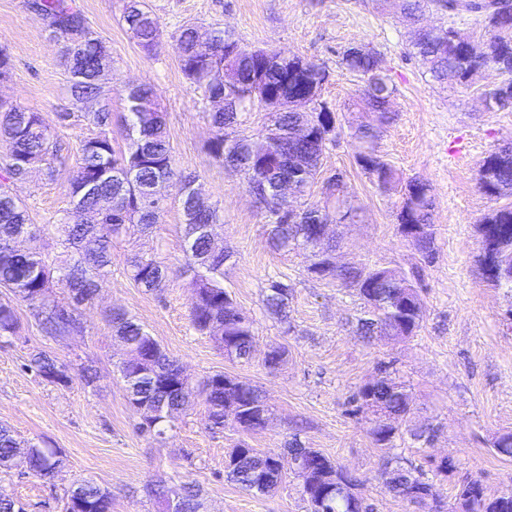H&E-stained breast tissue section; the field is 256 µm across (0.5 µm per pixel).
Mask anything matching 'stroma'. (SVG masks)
<instances>
[{
	"instance_id": "1",
	"label": "stroma",
	"mask_w": 512,
	"mask_h": 512,
	"mask_svg": "<svg viewBox=\"0 0 512 512\" xmlns=\"http://www.w3.org/2000/svg\"><path fill=\"white\" fill-rule=\"evenodd\" d=\"M161 25L156 53L145 54L122 20L123 0H74L111 48L112 113L115 148H124L122 122L125 91L151 85L167 123L178 169L194 177L206 204L217 206L220 225L215 243L231 251L224 265V286L253 322L256 346L251 361L229 358L209 336L197 332L189 318L192 275L186 270L181 213L175 200L179 185L163 184L169 202L150 233L112 248V276L98 298L82 313L81 332L45 335L23 303H16L18 327L0 337V423L21 445L35 442L61 449L64 465L53 477L35 475L24 457L0 474V487L19 499L26 512H62V499L73 483L94 480L112 493V512H157L148 485L189 477L203 489L208 512H308L300 482L287 477L262 496L240 490L224 473L225 459L237 442L257 452L281 451L299 439L355 474L360 493L373 512H417L412 504L386 493L385 465L417 469L436 479L445 503H452L465 480H480L487 496L512 489V459L493 448L502 433L512 432V294L495 287L479 263L484 241L478 226L499 207V200L478 191L483 159L512 140V108L483 111L486 90L499 83L494 72H481L467 84H440L426 74L408 50L412 28L391 0H145ZM201 34L220 28L243 43L275 49L323 66L327 79L322 102L337 118L321 180L308 189L310 206L327 203L323 178L344 176L346 201L360 210L354 224H333L329 232L339 246L340 265L364 262L404 272L418 286L424 318L413 338L396 340L383 333H356L361 305L331 279L307 275L302 256L275 251L267 238L265 212L247 192L242 175L215 159L208 146L214 135L208 114L212 104L183 75L174 50L186 24ZM367 44L383 58L393 88V123L379 142V152L395 170L394 181L378 188L358 167L351 126L367 119L361 90L364 78L341 62L343 52ZM12 60L0 81V105H21L42 113L54 138L63 145L54 177L33 171L11 188L28 206L32 223L43 225L70 209L66 192L81 140L93 134L82 113L94 103L75 102L69 75L61 63L62 43L52 37L42 17L25 0H0V48ZM68 120H61V113ZM427 181L435 199L432 222L434 255L421 260L398 230L397 214L406 183ZM155 256L168 270L162 287L148 291L123 272L131 254ZM292 286L284 331L265 310L269 280ZM134 315L163 348L182 364L191 383L223 372L256 385L270 408L264 429L211 433L208 411L195 400L165 442L140 435L118 372L121 345L104 318L110 308ZM282 345L284 364L264 366L265 352ZM44 349L58 359L69 386L42 381L27 370L32 352ZM96 367L99 379L88 388L80 369ZM396 370L413 404L408 428L427 424L438 429L428 445L397 440L381 455L369 434L370 415L357 411L352 398L364 384L380 378V366ZM452 454L455 467L437 476L433 461Z\"/></svg>"
}]
</instances>
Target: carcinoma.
<instances>
[{
    "label": "carcinoma",
    "instance_id": "1",
    "mask_svg": "<svg viewBox=\"0 0 512 512\" xmlns=\"http://www.w3.org/2000/svg\"><path fill=\"white\" fill-rule=\"evenodd\" d=\"M453 14H467L480 20L484 28L498 24L501 13L512 11L509 0H436ZM35 5L56 21L50 27L53 36L72 49L62 56L70 75L68 90L77 101L93 100L102 92L98 73L112 70V52L95 36L83 13L71 0H35ZM123 20L131 38L147 53L159 46L160 22L143 5L142 0H127ZM175 52L184 76L205 97L229 93L240 99V108L252 100L267 97L266 109L272 116L273 128L260 136L244 131L234 135L242 142L243 152L231 153L225 147L224 113H210L214 137L210 152L224 164L238 162L249 191L258 193L280 177L270 164L258 161L250 167L249 150L265 151L274 160L288 164V180L302 188L310 187L320 173L322 158L333 141L334 130L321 117L333 119L323 112L327 105L317 103L314 111L304 115L287 112L280 100L309 92L325 68L309 62L304 71L280 69L272 63L274 49L251 48L232 34L217 30L212 44L200 46L190 25L182 27L175 39ZM409 54L419 58L426 73L435 81L448 79V71L465 83L475 70H494L504 76L500 82L496 109L512 107V26L499 28L492 37L479 41L457 28L441 37L423 31L414 33ZM342 63L366 78L361 94L365 108L373 115L353 132L358 143L356 163L370 180L381 188L394 180V171L382 159L377 145L392 123L388 111L393 88L372 47L360 53L351 47L343 53ZM125 149L112 145L110 126L112 113L106 109L82 115L97 134L83 142L77 152L67 192L72 208L50 225L54 238L64 251L49 252L43 239L44 229L30 223L26 204L15 196L9 183L26 169H41L52 177L57 158V145L41 113L15 105L0 107V144L5 147L6 166L0 175V288L11 291L24 302L32 315L50 336H58L81 328L79 309L92 302L104 288L111 274L112 244L130 237L159 222L165 211L162 203L153 201L155 187L163 180L180 179L182 187L191 180L178 173L173 146L164 114L154 101L152 87L143 84L132 88L126 96ZM312 123L305 137L295 136L302 121ZM479 190L496 198H512V145L502 144L484 160L478 175ZM434 199L431 186L421 179H411L405 186V198L398 213L400 233L426 261L434 252L431 215ZM185 232L200 230L192 246L185 249L188 267L194 272L190 306L192 326L209 336L227 355L240 361L252 359L255 348L253 322L236 307L224 288V263L228 254L216 251L212 238L219 226L217 211L210 206L198 208L189 196L179 205ZM272 247L284 254L298 253L305 258L307 274L316 279H334L362 301L367 317L359 320L358 331L369 336L376 330L386 331L396 339L416 334L423 320V302L417 287L401 271L388 267L338 265L333 260V244L322 239L323 226L355 222L357 213L336 197V207L312 208L308 220L288 222V213L275 208L267 210ZM485 240L512 250V203L494 210L481 221ZM25 232L32 245L24 250L14 247V234ZM125 272L134 283L148 291L159 288L167 270L152 257L135 255L128 259ZM291 285L272 280L266 288L263 303L267 311L280 321L288 319ZM105 320L125 347L119 362V373L131 400L144 407L142 416L153 424L149 437H160L174 425L175 414L183 409L193 390L180 387L182 366L144 330L129 312L112 308ZM18 317L14 306L0 303V337L15 333ZM29 368L42 380L66 385L57 358L51 352L38 350L31 355ZM199 395L207 406L210 428L256 431L265 428L269 406L258 404L257 388L247 381L222 373L203 378ZM357 410L372 415L369 434L375 447L387 451L399 437L400 425L407 421L412 408L401 383L388 377L361 387L353 396ZM302 449L294 439L280 453L259 454L243 443L235 445L225 463L227 478L242 490L266 494L293 470L290 455ZM20 452L19 443L10 428L0 425V472L11 469ZM29 470L50 478L63 464L57 448L28 449ZM308 512H355L350 508L352 495H336L327 491L330 476L336 475L353 488L359 480L336 466L322 453L309 454ZM477 480L463 482L448 512H512V495L488 500L473 496ZM385 488L391 495L416 506L421 512L440 508V491L436 485L405 468L387 474ZM158 508L173 503L175 512H199L204 498L199 486L190 480L158 484L150 490ZM63 512H112L109 489L91 480L72 487L63 504Z\"/></svg>",
    "mask_w": 512,
    "mask_h": 512
}]
</instances>
